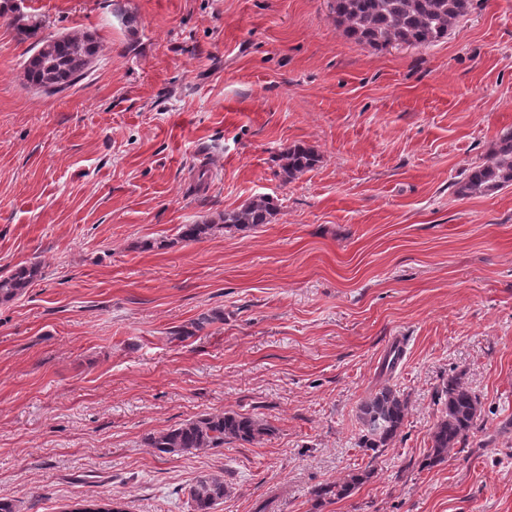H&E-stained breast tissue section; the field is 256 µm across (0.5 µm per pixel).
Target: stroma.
<instances>
[{
    "instance_id": "stroma-1",
    "label": "stroma",
    "mask_w": 512,
    "mask_h": 512,
    "mask_svg": "<svg viewBox=\"0 0 512 512\" xmlns=\"http://www.w3.org/2000/svg\"><path fill=\"white\" fill-rule=\"evenodd\" d=\"M21 15L94 33L88 75L27 88ZM507 128L512 0L380 51L329 0H0V275L41 268L0 303V498L193 512L220 473L216 512H512V186L458 191ZM297 142L320 161L286 182ZM257 195L270 223L180 239ZM452 375L485 428L429 467ZM386 384L404 424L360 447L357 406ZM227 410L272 434L147 443ZM352 473L350 497L314 496ZM226 486L224 476H198L188 488V496L194 512H213L224 500Z\"/></svg>"
}]
</instances>
